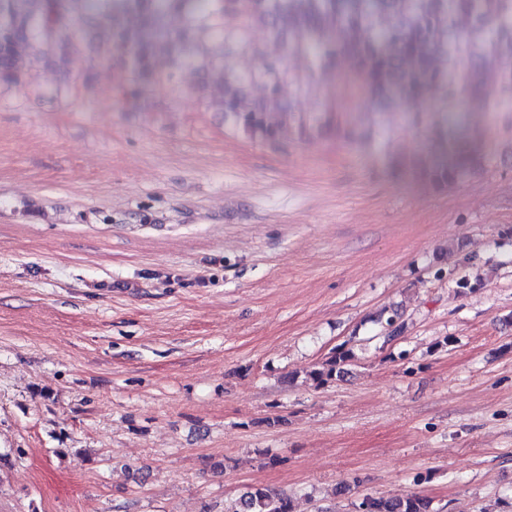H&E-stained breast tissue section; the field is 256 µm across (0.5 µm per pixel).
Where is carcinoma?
Here are the masks:
<instances>
[{
	"mask_svg": "<svg viewBox=\"0 0 512 512\" xmlns=\"http://www.w3.org/2000/svg\"><path fill=\"white\" fill-rule=\"evenodd\" d=\"M237 14L266 22L272 35L292 52L311 57L313 75L336 74L338 59L348 61L361 84L364 103L389 102L411 112L426 101V94L443 93L446 104L459 97L489 100L495 91L480 80L479 69L455 79L464 50L512 41V0H0V88L23 82L34 84L39 63H67L75 43L62 28L75 23L87 31L102 30L87 59L80 82L57 90L60 95L92 90L101 64L118 66L125 95L137 97L174 80L186 70L217 78L216 92L206 100L208 109L224 113V121L253 139L274 144L280 128L294 125L300 135L336 130V109L296 114L281 104L279 84L288 75V55L270 59L255 50L258 67L249 77L232 73L224 63V15ZM171 15L184 18L181 29L164 28ZM469 20L473 32L462 42L457 20ZM447 65L439 67L437 57ZM266 82L267 96L250 104V81ZM429 123L440 130L431 152L443 156L429 174L439 184L462 175L464 163L448 158L451 112L430 114ZM354 358L349 350H335L310 371L319 385L336 380ZM355 508L365 512H433L429 499L414 493L394 497L364 495ZM228 512H293L290 498L265 488L252 487Z\"/></svg>",
	"mask_w": 512,
	"mask_h": 512,
	"instance_id": "carcinoma-1",
	"label": "carcinoma"
}]
</instances>
